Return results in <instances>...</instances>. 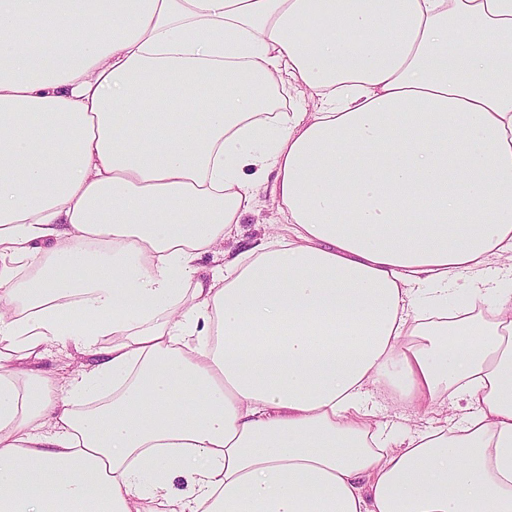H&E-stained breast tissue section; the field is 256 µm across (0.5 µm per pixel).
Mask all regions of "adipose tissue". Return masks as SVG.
Returning <instances> with one entry per match:
<instances>
[{"label":"adipose tissue","mask_w":512,"mask_h":512,"mask_svg":"<svg viewBox=\"0 0 512 512\" xmlns=\"http://www.w3.org/2000/svg\"><path fill=\"white\" fill-rule=\"evenodd\" d=\"M492 255L512 0H0V512H512ZM375 388L466 411L398 441ZM281 224H285L283 215L272 201L269 190L259 186L255 193L251 211L245 214L239 224L237 238L224 243V249H231L235 254L252 246L254 240L266 234L275 238ZM53 351V357H47L39 361L36 366L33 365V367H40L46 371L68 376L81 370L82 367L89 370L90 365H92L90 363H94L89 356L77 354L71 345L58 344Z\"/></svg>","instance_id":"obj_1"}]
</instances>
